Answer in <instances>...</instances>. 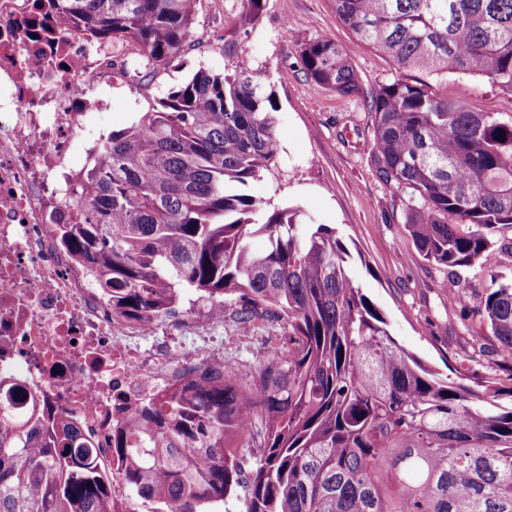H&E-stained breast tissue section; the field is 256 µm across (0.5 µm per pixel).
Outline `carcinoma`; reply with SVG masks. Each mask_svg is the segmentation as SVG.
I'll use <instances>...</instances> for the list:
<instances>
[{
    "instance_id": "cac0c4a2",
    "label": "carcinoma",
    "mask_w": 512,
    "mask_h": 512,
    "mask_svg": "<svg viewBox=\"0 0 512 512\" xmlns=\"http://www.w3.org/2000/svg\"><path fill=\"white\" fill-rule=\"evenodd\" d=\"M90 42H133L153 76L180 57L198 0H34ZM359 46L415 84L364 90L351 50L303 44L307 76L368 104L372 157L395 185L405 228L446 267L496 264L512 228V113L475 112L431 90L450 72L512 95V0H332ZM231 67L196 71L92 146L74 191L81 223L55 232L134 319L170 312L181 290L233 305L246 332L282 322L248 387L227 363L135 404L112 458L153 512H512V405L426 369L400 348L348 272L334 231L249 193L280 154L264 71L232 41ZM266 239L261 251L249 247ZM512 357V282L481 309ZM0 512H112L110 481L78 425L24 421L0 404Z\"/></svg>"
}]
</instances>
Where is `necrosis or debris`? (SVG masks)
Masks as SVG:
<instances>
[{
  "label": "necrosis or debris",
  "instance_id": "1",
  "mask_svg": "<svg viewBox=\"0 0 512 512\" xmlns=\"http://www.w3.org/2000/svg\"><path fill=\"white\" fill-rule=\"evenodd\" d=\"M32 8L0 0V377L26 393L11 405L17 416L38 396L43 416L76 422L108 467L113 424L144 396L190 378L199 361L143 350L161 321L114 313L51 224L61 213L78 222L68 181L87 150L75 140L95 139L116 81L138 86L143 55L91 48L73 30L42 50L25 25Z\"/></svg>",
  "mask_w": 512,
  "mask_h": 512
}]
</instances>
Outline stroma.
<instances>
[{"label":"stroma","mask_w":512,"mask_h":512,"mask_svg":"<svg viewBox=\"0 0 512 512\" xmlns=\"http://www.w3.org/2000/svg\"><path fill=\"white\" fill-rule=\"evenodd\" d=\"M245 12L243 0H198L191 40L180 59L141 92L115 84L108 127L138 119L198 69L223 72L229 63L224 38L232 36L239 51L265 71L279 105L277 168L254 181L251 194L300 207L304 222L334 228L351 255L354 285L381 311L398 344L441 377L467 385L505 377L512 360L500 351L480 310L487 289L512 277V228L495 238V266L447 268L424 259L404 228L394 187L376 174L372 122L363 99L321 87L300 65V49L309 40L328 38L348 46L355 39L338 21L331 0H264L253 22ZM352 65L366 89L395 78L411 83L422 78L416 71H397L368 47L353 53ZM436 89L452 97L467 94L478 112L512 113V95L481 79L452 74ZM448 284L459 290L461 303L449 302ZM281 334L280 323L269 319L257 321L244 335L228 317L211 331L209 345L223 350L225 360L243 372L267 340Z\"/></svg>","instance_id":"35a3bbf8"}]
</instances>
